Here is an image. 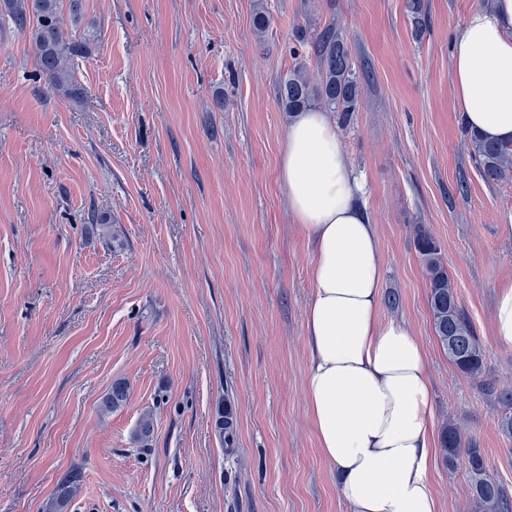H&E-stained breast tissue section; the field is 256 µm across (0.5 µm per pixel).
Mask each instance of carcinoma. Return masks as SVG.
I'll return each instance as SVG.
<instances>
[{
	"instance_id": "1",
	"label": "carcinoma",
	"mask_w": 512,
	"mask_h": 512,
	"mask_svg": "<svg viewBox=\"0 0 512 512\" xmlns=\"http://www.w3.org/2000/svg\"><path fill=\"white\" fill-rule=\"evenodd\" d=\"M71 29H66L63 15ZM0 16L28 35L40 72L61 98L78 99L84 94L74 76L76 59L89 54L90 38L76 37L85 18L84 0H0ZM319 78L313 83L298 66L277 84V100L284 111L302 112L321 100L334 112L347 115L358 109L362 82L353 67L344 31L334 24L323 28L312 42ZM470 155L485 181L500 182L512 174V142L489 141L468 133ZM414 247L428 280V304L436 336L448 359L463 375L481 381L485 394L496 399L500 413L496 425L512 438V389H503L483 379L485 355L473 321L458 300L448 268L441 259V246L425 224L414 226ZM129 387L118 381L102 401L101 409L112 411L128 398ZM442 445L447 461L463 460L478 512H512V496L488 474L485 450L463 438L454 425L444 428ZM80 474H66L57 486L49 512H61L78 489Z\"/></svg>"
}]
</instances>
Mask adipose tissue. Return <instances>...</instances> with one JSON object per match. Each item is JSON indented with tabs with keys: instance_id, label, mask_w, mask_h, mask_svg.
Masks as SVG:
<instances>
[{
	"instance_id": "adipose-tissue-1",
	"label": "adipose tissue",
	"mask_w": 512,
	"mask_h": 512,
	"mask_svg": "<svg viewBox=\"0 0 512 512\" xmlns=\"http://www.w3.org/2000/svg\"><path fill=\"white\" fill-rule=\"evenodd\" d=\"M455 106L484 138L512 142V0L472 11L452 43ZM280 179L312 246L304 311L307 411L347 512H442L425 352L401 319H381L383 256L363 186L335 123L290 124Z\"/></svg>"
}]
</instances>
